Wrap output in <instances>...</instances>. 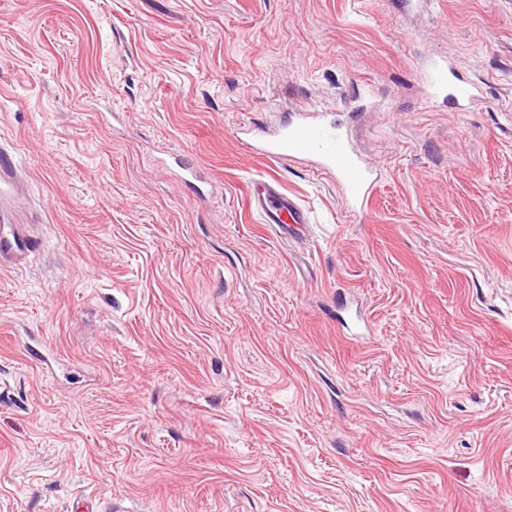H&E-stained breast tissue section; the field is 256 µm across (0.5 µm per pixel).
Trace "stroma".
<instances>
[{"label": "stroma", "mask_w": 512, "mask_h": 512, "mask_svg": "<svg viewBox=\"0 0 512 512\" xmlns=\"http://www.w3.org/2000/svg\"><path fill=\"white\" fill-rule=\"evenodd\" d=\"M311 104L365 215L237 139ZM0 143L39 243L0 269V512H512V0H0ZM421 78L433 96L447 94L448 103L456 107L469 106L483 97V87L458 77L446 56L430 61ZM249 200L262 224H268L279 237L305 236L308 224H311L309 213L282 190L277 180L264 176L253 178L249 185Z\"/></svg>", "instance_id": "stroma-1"}]
</instances>
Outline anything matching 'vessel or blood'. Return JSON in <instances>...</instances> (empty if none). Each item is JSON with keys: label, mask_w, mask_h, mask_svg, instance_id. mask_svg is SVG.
Instances as JSON below:
<instances>
[{"label": "vessel or blood", "mask_w": 512, "mask_h": 512, "mask_svg": "<svg viewBox=\"0 0 512 512\" xmlns=\"http://www.w3.org/2000/svg\"><path fill=\"white\" fill-rule=\"evenodd\" d=\"M421 78L433 95H447L449 103L457 107L469 106L483 96L482 86L458 77L445 57L430 61ZM258 153L276 161L313 159L316 170L335 179L357 213L368 206L377 184L374 169L354 152L342 129L315 106L289 113L262 142ZM249 200L262 223L279 237L305 236L309 213L282 190L277 180L264 176L252 179ZM11 218V212L1 206L0 266L25 264L36 250L23 225L12 223Z\"/></svg>", "instance_id": "b4317fda"}]
</instances>
